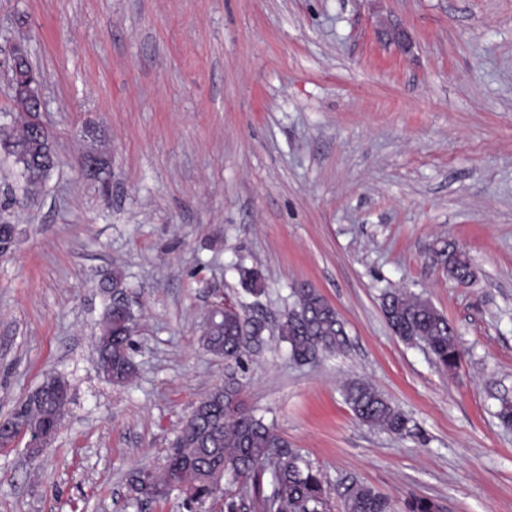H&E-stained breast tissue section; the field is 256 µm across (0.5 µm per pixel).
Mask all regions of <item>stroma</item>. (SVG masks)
<instances>
[{
	"instance_id": "stroma-1",
	"label": "stroma",
	"mask_w": 512,
	"mask_h": 512,
	"mask_svg": "<svg viewBox=\"0 0 512 512\" xmlns=\"http://www.w3.org/2000/svg\"><path fill=\"white\" fill-rule=\"evenodd\" d=\"M46 76L55 165L36 195L0 158V418L46 377L70 388L54 443L0 449V512H183L131 505L126 475L160 466L224 382L204 349L212 302L252 305L265 344L243 401L319 470L333 512L365 484L404 512H512V0H0ZM104 154L109 189L81 159ZM474 280H449L439 241ZM264 276L248 295L238 267ZM133 291L137 366L99 369L101 275ZM343 323V355L298 364L277 328L295 288ZM428 298L465 354L440 368L395 336L383 290ZM372 384L420 436L360 424Z\"/></svg>"
}]
</instances>
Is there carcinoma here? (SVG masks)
Listing matches in <instances>:
<instances>
[{"instance_id":"obj_1","label":"carcinoma","mask_w":512,"mask_h":512,"mask_svg":"<svg viewBox=\"0 0 512 512\" xmlns=\"http://www.w3.org/2000/svg\"><path fill=\"white\" fill-rule=\"evenodd\" d=\"M0 151L28 173V187L37 188L46 179L48 166L43 157L52 153V144L29 123L26 113H11L0 122ZM438 255L449 276L460 284L470 282V260L457 253L453 244H444ZM240 282L249 295L263 292V275L257 269H241ZM118 285H127L124 273L118 269L100 282L105 308L97 353L104 377L114 385H124L136 374L130 349L137 315H129L114 304L112 288ZM294 294L295 305L280 325V336L288 343L290 357L307 363L341 352L346 339L336 309L312 288H299ZM381 305L393 333L402 341L425 344L446 371L458 366L463 350L457 330L419 296L401 289L387 290ZM266 331L243 309L216 319L202 344L210 353L224 358L230 373L224 385L211 392L196 414L185 421L161 469L139 465L128 472L127 487L133 501H165L177 491L188 512H208L221 497L225 512H239L247 500L255 512H329L322 474L243 403L244 350L249 345L263 344ZM344 399L363 425L397 436L416 433L411 419L368 384L348 385ZM67 407L68 402L54 390L42 388L29 394L7 419L45 429L54 436ZM268 472L281 493L264 495V475ZM405 508L406 512H442L439 503L425 497L409 498ZM344 512H391V507L385 497L354 482L347 487Z\"/></svg>"}]
</instances>
